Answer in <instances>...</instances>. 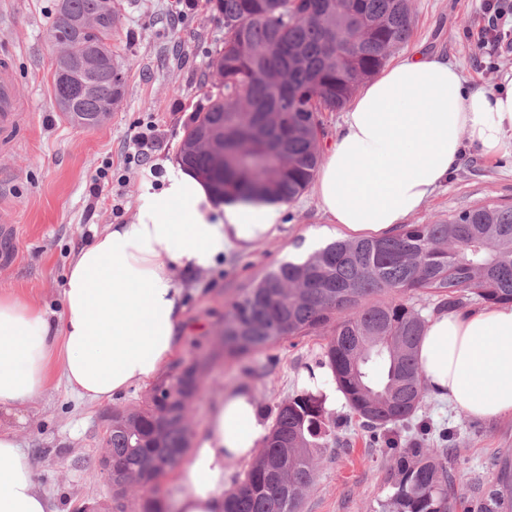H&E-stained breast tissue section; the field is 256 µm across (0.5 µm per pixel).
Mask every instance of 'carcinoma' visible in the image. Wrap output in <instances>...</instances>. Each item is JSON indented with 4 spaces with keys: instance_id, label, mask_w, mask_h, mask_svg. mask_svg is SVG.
Here are the masks:
<instances>
[{
    "instance_id": "carcinoma-1",
    "label": "carcinoma",
    "mask_w": 512,
    "mask_h": 512,
    "mask_svg": "<svg viewBox=\"0 0 512 512\" xmlns=\"http://www.w3.org/2000/svg\"><path fill=\"white\" fill-rule=\"evenodd\" d=\"M224 18V41L207 77L220 92L193 116L177 154L216 197L290 202L311 183L324 135L320 115L341 110L359 84L404 46L412 0H209ZM74 18L100 16L104 0H67ZM49 32L65 44L55 60L57 102L76 100L69 120L101 122L109 101L125 95L124 66L108 54L88 58L107 33L73 35L56 18ZM62 71L71 77L60 75ZM219 150H201V139ZM436 298L431 310L512 303V206L485 201L431 224H402L384 237L340 239L284 262L245 288L224 314V354L244 357L295 336L331 331L324 362L349 411L373 430L408 423L426 386L416 357L428 316L410 299ZM207 363L175 364L133 407L112 412L106 451L112 508L124 512L131 480L158 490L190 447L186 413ZM420 439L395 455L394 492L382 512H455L448 457ZM336 444L325 399L303 392L278 408L258 459L225 492L224 512H300L316 460ZM512 494V466L488 492L492 505Z\"/></svg>"
}]
</instances>
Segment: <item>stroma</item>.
I'll use <instances>...</instances> for the list:
<instances>
[{"label": "stroma", "mask_w": 512, "mask_h": 512, "mask_svg": "<svg viewBox=\"0 0 512 512\" xmlns=\"http://www.w3.org/2000/svg\"><path fill=\"white\" fill-rule=\"evenodd\" d=\"M115 2L118 20L109 46L126 67L125 95L103 124L84 128L72 124L53 97L55 54L46 34L59 0H0V55L14 62L26 113L13 146L0 152V180L6 185L0 192V220L17 229V260L0 264V290L41 308L53 321L62 311L63 283L75 252L106 225L131 220L140 195L152 185L130 155V139L139 128L154 126V164L175 160L194 110L205 107L217 91L204 75L224 36V21L206 0H195V8L180 15L172 13V0ZM412 7L409 47L421 45L454 59L468 86H494L502 72L512 69V52L491 56L475 46L471 33L478 28L479 0H413ZM103 169L110 188L120 194L122 215H113L111 201L90 192L92 177ZM489 199L512 205L511 151L494 158L468 152L411 221L429 224ZM336 238L334 225L308 189L288 202L274 238L220 256L210 269L177 271L186 326L174 361L189 363L216 348L224 313L242 289L280 263L311 253L313 241L326 244ZM329 338L326 331L291 338L215 365L203 376L190 408L192 435L203 432L217 402L240 387L251 390L258 416L268 426L288 397L302 391L322 394L336 419L338 442L319 457L300 512H380L393 492L394 450L420 432L434 439L447 430L456 444L451 493L464 512H480L484 490L494 483L504 456L512 455V417L473 419L428 394L410 428L369 431L345 402L335 399L336 385L321 366ZM147 391L141 384L107 401H83L55 372L45 391L26 403L25 421L15 433L53 512H98L109 503V485L97 471L106 417L139 404Z\"/></svg>", "instance_id": "1"}]
</instances>
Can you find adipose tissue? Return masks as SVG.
Wrapping results in <instances>:
<instances>
[{
	"instance_id": "1",
	"label": "adipose tissue",
	"mask_w": 512,
	"mask_h": 512,
	"mask_svg": "<svg viewBox=\"0 0 512 512\" xmlns=\"http://www.w3.org/2000/svg\"><path fill=\"white\" fill-rule=\"evenodd\" d=\"M511 145L512 70L495 88L469 90L444 56L418 50L351 97L313 192L346 235L384 236L424 207L465 149L495 157ZM164 168L160 190L141 195L130 222L107 225L78 251L57 321L0 294V512H52L15 435L52 367L88 401L154 378L184 323L176 270L209 269L278 232L283 203H224L196 173ZM417 358L427 389L454 410L512 416V304L434 314ZM267 434L248 389L225 395L178 471L173 512H224L229 463L252 458Z\"/></svg>"
}]
</instances>
